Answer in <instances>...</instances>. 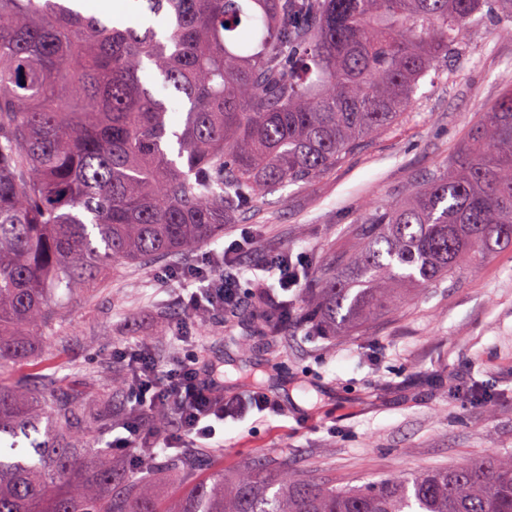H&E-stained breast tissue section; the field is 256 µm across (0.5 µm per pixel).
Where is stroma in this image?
<instances>
[{"mask_svg":"<svg viewBox=\"0 0 512 512\" xmlns=\"http://www.w3.org/2000/svg\"><path fill=\"white\" fill-rule=\"evenodd\" d=\"M510 76L512 33L473 24L439 72L421 80L396 124L313 180L268 194L185 263L206 265L211 251L248 234L243 287L261 283L286 300L261 257L285 249L316 269L347 250L352 228L373 208L445 169ZM172 264L116 266L98 292L69 302L65 336L44 345L61 354L57 379L82 392L91 409L111 385L113 348L140 343L163 364L194 353L200 365L223 372L225 399L248 396L237 368L238 342L249 339V363L277 409L226 418L223 447L195 452L200 473L273 460L341 487L512 452V248L420 288L353 335L330 338L288 323L273 350L248 298L234 314L212 312L195 323L191 339L162 335L185 317L160 278Z\"/></svg>","mask_w":512,"mask_h":512,"instance_id":"35a3bbf8","label":"stroma"}]
</instances>
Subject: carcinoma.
<instances>
[{"label":"carcinoma","instance_id":"carcinoma-1","mask_svg":"<svg viewBox=\"0 0 512 512\" xmlns=\"http://www.w3.org/2000/svg\"><path fill=\"white\" fill-rule=\"evenodd\" d=\"M145 2L165 30L109 25L69 0H0V437L12 439L0 512H512V453L349 488L244 461L167 506L91 447L90 433L128 418L126 379L112 373L89 415L40 372L42 339L67 327L63 298L94 293L111 265L187 254L336 166L400 119L484 11L512 30V0ZM351 234L297 316L323 336L512 247V76L446 171ZM256 307L263 335H279L278 307ZM198 465L180 454L163 467Z\"/></svg>","mask_w":512,"mask_h":512}]
</instances>
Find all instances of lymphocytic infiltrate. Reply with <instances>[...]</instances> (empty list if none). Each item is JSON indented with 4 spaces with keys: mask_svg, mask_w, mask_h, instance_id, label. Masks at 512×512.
<instances>
[{
    "mask_svg": "<svg viewBox=\"0 0 512 512\" xmlns=\"http://www.w3.org/2000/svg\"><path fill=\"white\" fill-rule=\"evenodd\" d=\"M244 242L235 240L225 247L221 256L212 261L211 270L197 266L175 270V277L197 280L202 290L180 296L187 313L199 308L211 311L238 309L242 291L234 270ZM112 360L128 372V391L135 398L148 399L150 408L169 409L175 430L167 438H159L148 426L147 410H139L125 421L124 435L112 439L110 448L122 451L131 462L145 464L159 452L186 446H198L214 440L215 422L224 420L229 413H242L249 409L266 410V397L252 396L232 405H225L223 388L214 375L202 373L194 354L188 353L174 361L170 368H160L146 345H129L112 352Z\"/></svg>",
    "mask_w": 512,
    "mask_h": 512,
    "instance_id": "obj_1",
    "label": "lymphocytic infiltrate"
}]
</instances>
